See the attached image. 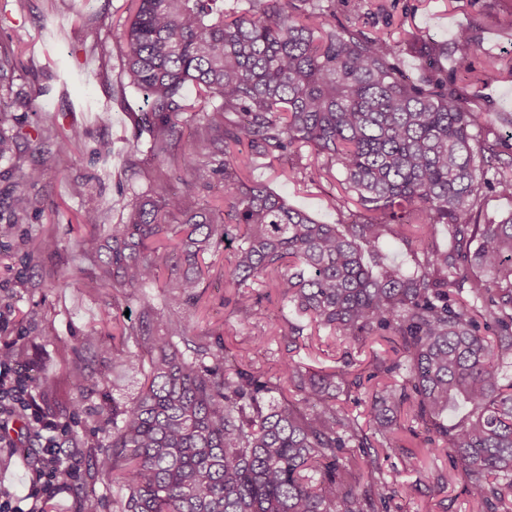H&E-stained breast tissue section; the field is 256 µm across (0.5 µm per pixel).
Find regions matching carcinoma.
<instances>
[{"mask_svg":"<svg viewBox=\"0 0 512 512\" xmlns=\"http://www.w3.org/2000/svg\"><path fill=\"white\" fill-rule=\"evenodd\" d=\"M132 2L124 76L150 100L149 151L172 156L180 97L196 88L192 176L205 188L224 176V210L159 174L106 238L75 242L100 269L94 287L135 291L169 272L165 301L179 307L198 297L200 259L232 244L224 278L240 324L268 318L254 285L274 288L338 338L392 344L396 358L376 361L369 378L402 383L371 395L379 428L369 435L336 404V385L361 387L352 361L321 373L295 361L228 365L224 343L145 302L128 332L140 353L116 352L112 368L146 367V383L127 404L99 403L112 432L89 478L122 484L115 512H388L395 480L370 449L399 447L390 428L406 409L446 445L486 512H512V213L489 224L474 215L486 188L512 197V159L500 158L512 113L479 112L465 94L483 82L466 62L473 31L451 46L412 32L371 36L336 18L345 0H247L231 14L224 0ZM406 53L419 60L415 79ZM441 58L451 74L436 68ZM42 133L61 158L82 139L78 128L55 136L49 117ZM304 147L327 175L338 170L362 208L357 221L322 224L243 177L258 159ZM479 163L492 180L478 179ZM388 236L413 248L412 270L385 262ZM69 377L80 399L98 385L82 362Z\"/></svg>","mask_w":512,"mask_h":512,"instance_id":"carcinoma-1","label":"carcinoma"}]
</instances>
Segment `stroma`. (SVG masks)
Instances as JSON below:
<instances>
[{
	"mask_svg": "<svg viewBox=\"0 0 512 512\" xmlns=\"http://www.w3.org/2000/svg\"><path fill=\"white\" fill-rule=\"evenodd\" d=\"M382 2L386 9L379 13L367 15L342 6L337 16L366 32H384L395 39L409 30L449 42L460 28L473 27L479 42L468 57L487 80L469 87L467 94L480 111L512 112V29L502 22L512 10V0H499L494 10L489 9V0ZM128 7L129 0H27L22 8L13 0H0V51H8L18 63L13 83L0 88V103L6 107L0 130L18 143L10 157L0 160V228L10 231L0 239V345L17 343L31 358L29 383L37 392H51L45 411L64 427L61 446L71 457L77 482L84 485L80 493L65 488L56 497L40 499V512H80L85 493L102 500L103 512H112V501L121 490L99 479L88 480L95 451L80 443L98 424L99 398L91 396L71 409L67 369L84 356L83 340L101 320L128 326L137 323L144 302L164 305L158 288L131 296L92 289L98 268L73 247L76 238L89 232L88 226L79 224V215L98 208L104 210L107 223H120L122 203L147 193L151 180L162 171L181 175L185 192L211 206L224 205L219 189L192 184L182 150H175L165 163L148 156L147 137L138 120L149 105L124 76L120 35ZM48 115L57 132L73 126L84 132L79 148L65 159L56 158L49 145L34 142ZM107 143L112 153L105 157L100 150ZM298 164L308 172L299 182L283 177L282 163L273 159L263 160L251 177L319 222L349 223L357 210L355 201L343 198L336 183L314 177L320 162L310 150H302ZM33 167L41 170V179L23 182L22 174ZM79 183L86 187L80 196L73 192ZM20 191L32 201L22 217L12 205ZM49 235L58 241L51 252L40 247L41 239ZM230 256L227 249L206 255L198 302L170 311L171 316L190 319L193 335L221 338L237 360L263 370L294 359L327 371L347 357L354 372L365 375L376 359L391 358L389 344L379 337L351 343L311 326L300 349L287 347L280 328L299 317L275 299L267 304L268 342L265 348H255L253 330L238 323L227 303L232 293L224 286V272ZM70 272L76 275L71 287H54L55 279ZM379 465L383 475L397 479L389 512H482L467 476L451 467L446 452L414 456L400 448L381 457Z\"/></svg>",
	"mask_w": 512,
	"mask_h": 512,
	"instance_id": "obj_1",
	"label": "stroma"
}]
</instances>
